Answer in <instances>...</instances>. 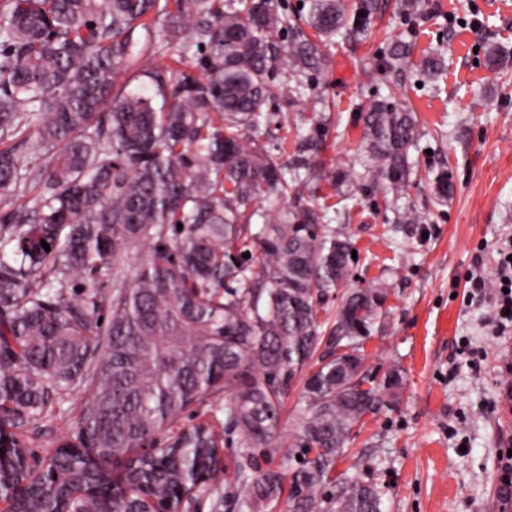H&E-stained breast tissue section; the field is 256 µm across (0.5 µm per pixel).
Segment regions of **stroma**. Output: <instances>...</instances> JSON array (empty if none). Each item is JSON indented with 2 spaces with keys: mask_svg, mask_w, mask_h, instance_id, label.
Listing matches in <instances>:
<instances>
[{
  "mask_svg": "<svg viewBox=\"0 0 512 512\" xmlns=\"http://www.w3.org/2000/svg\"><path fill=\"white\" fill-rule=\"evenodd\" d=\"M370 36H351L328 48L329 64L311 97L295 112L311 115L313 100L342 99L340 123L326 135L328 168H353L361 136L358 112L377 98L411 102L422 127L412 151L420 174L402 205L429 213L423 224H400L378 189L358 190L349 231L356 241V278L389 284V314L363 346L370 374L399 365L405 387L393 405L367 414L356 427L337 474L374 482L385 490L382 512H497L499 453L512 420L500 416V393L512 380L503 359L512 351V327L497 334L487 318L490 300L468 299L469 279L492 278L497 250L512 239V0H422L420 11L400 17L399 0H378ZM411 44L414 57L433 50L445 57L439 80L407 71L380 75L389 44ZM497 46L502 69L487 68L483 52ZM452 174L455 194L437 204L428 173ZM77 385L55 405L35 438L43 454L66 435L89 393ZM300 388L284 400L270 469H288V445ZM236 450L224 445L221 506L198 494L178 512H245L234 489Z\"/></svg>",
  "mask_w": 512,
  "mask_h": 512,
  "instance_id": "obj_1",
  "label": "stroma"
}]
</instances>
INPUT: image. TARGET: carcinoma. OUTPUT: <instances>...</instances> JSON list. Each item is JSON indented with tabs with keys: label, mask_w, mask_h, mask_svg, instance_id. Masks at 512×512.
<instances>
[{
	"label": "carcinoma",
	"mask_w": 512,
	"mask_h": 512,
	"mask_svg": "<svg viewBox=\"0 0 512 512\" xmlns=\"http://www.w3.org/2000/svg\"><path fill=\"white\" fill-rule=\"evenodd\" d=\"M4 0L0 9V495L12 512L177 508L191 473L223 472L232 436L242 506L267 512H381L375 483L332 478L362 418L405 386L397 365L371 376L362 353L387 315L388 284L360 288L345 224L303 189L326 179V118L310 126L264 106L278 86L298 102L325 66L321 47L368 31L377 0ZM160 24L163 37L152 27ZM174 63H148L147 55ZM201 56V75L183 60ZM443 70L395 41L379 71ZM127 82L116 83L121 73ZM361 178L399 196L413 174L416 113L377 99L360 112ZM293 132L288 160L250 133ZM437 199L452 176L430 179ZM31 198L12 206L15 194ZM282 201L276 208L261 202ZM49 244L45 250L41 241ZM345 288L328 351L319 310ZM106 337L99 350L98 337ZM91 372L74 434L48 449L53 484L27 464L48 407ZM304 382L284 475L262 468L283 398ZM224 399V432L209 421L174 429ZM336 493L324 495L329 484Z\"/></svg>",
	"instance_id": "carcinoma-1"
}]
</instances>
